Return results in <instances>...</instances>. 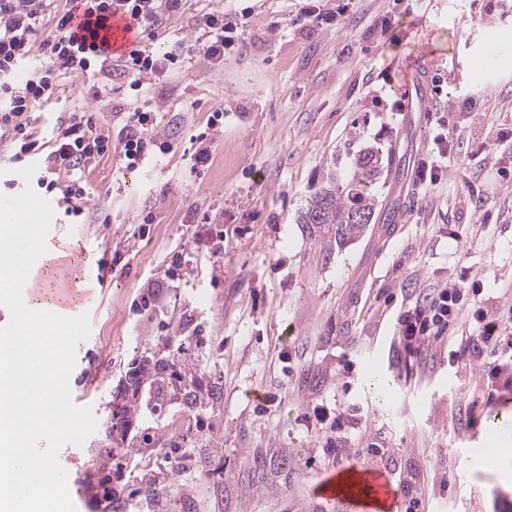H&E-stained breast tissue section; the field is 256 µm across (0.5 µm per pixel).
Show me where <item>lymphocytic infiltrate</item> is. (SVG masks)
I'll list each match as a JSON object with an SVG mask.
<instances>
[{
	"label": "lymphocytic infiltrate",
	"instance_id": "f902f5d3",
	"mask_svg": "<svg viewBox=\"0 0 512 512\" xmlns=\"http://www.w3.org/2000/svg\"><path fill=\"white\" fill-rule=\"evenodd\" d=\"M183 0H0V155L11 172L35 180L39 191H61L78 202L84 189L79 179L97 160L120 150L126 168L136 171L157 163L170 148L160 138L165 115L143 104L150 81L203 55L209 63L223 61L235 43L238 24L223 11L205 15L202 45L178 40L169 51L156 55L148 47L164 22ZM115 14L138 28V43L119 59L98 45L100 29ZM119 65L126 79L132 106L122 115L117 135H103L96 116L80 98L72 96L68 80L90 72L104 74ZM25 74L23 91H16L18 74ZM51 108V136L39 124L43 108ZM460 135L452 120L440 122L433 139L434 158L416 171L420 186L437 185L455 163ZM480 279L461 272L456 279L430 292L407 295L397 318L399 350L406 358L427 355L449 331H467V345L448 352L449 363L483 361V387L474 393L469 408L492 399L499 387L512 385V304L487 305Z\"/></svg>",
	"mask_w": 512,
	"mask_h": 512
}]
</instances>
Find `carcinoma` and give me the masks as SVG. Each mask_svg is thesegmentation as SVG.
Here are the masks:
<instances>
[{"label":"carcinoma","mask_w":512,"mask_h":512,"mask_svg":"<svg viewBox=\"0 0 512 512\" xmlns=\"http://www.w3.org/2000/svg\"><path fill=\"white\" fill-rule=\"evenodd\" d=\"M352 176L341 183L336 172L327 176V185L306 200L299 223L308 225L320 235L334 237L344 245L362 238L372 224H389L392 213L377 214L374 191L383 175V153L375 146L348 151ZM191 373L189 364L170 356L142 357L131 363L127 376L131 388L124 403L112 410V434L123 438L139 412V390L149 384L155 390V402H166L165 389Z\"/></svg>","instance_id":"obj_1"}]
</instances>
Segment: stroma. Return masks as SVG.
<instances>
[{"label":"stroma","mask_w":512,"mask_h":512,"mask_svg":"<svg viewBox=\"0 0 512 512\" xmlns=\"http://www.w3.org/2000/svg\"><path fill=\"white\" fill-rule=\"evenodd\" d=\"M308 5L183 0L154 53L197 42L214 9L244 23L223 62L199 60L149 86L147 100L174 120L172 150L148 169L126 170L115 153L86 172L99 222L45 214L55 243L83 245L80 264L108 277L69 377L73 403L92 410L97 428L58 451L80 512H360L351 497L316 493L355 463L390 475L399 494L424 493L425 512H512V484L483 453L488 433L512 438V386L466 413L481 364L449 366L440 347L407 364L395 335L403 294L464 267L486 297L512 299V153L495 145L512 128V0H320L343 8L338 27L312 24ZM427 58L431 81L417 96ZM122 83L112 75L100 95L85 76L69 82L101 132L120 128ZM218 108L224 124L214 129ZM447 113L460 160L426 190L415 171ZM202 132L214 151L196 172L186 151ZM477 142L492 147L481 167L465 160ZM375 143L391 153L377 207L407 213L406 224L394 234L371 225L343 246L310 234L300 208L328 170L347 178V146ZM156 354L192 361V386L162 411L141 408L113 447L112 402L128 366ZM372 373L390 382L384 400ZM322 403L359 411V453L327 452L311 436L306 413ZM187 414L197 432L170 447V422ZM145 430L155 448L141 446ZM257 448L276 493L247 488Z\"/></svg>","instance_id":"35a3bbf8"}]
</instances>
